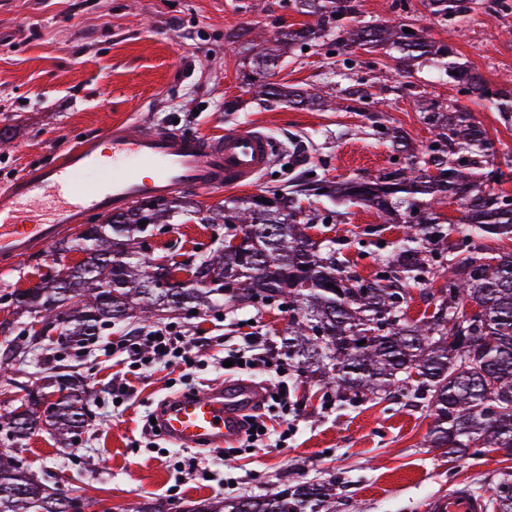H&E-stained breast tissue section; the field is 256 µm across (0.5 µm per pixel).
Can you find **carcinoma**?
Returning <instances> with one entry per match:
<instances>
[{"label": "carcinoma", "mask_w": 512, "mask_h": 512, "mask_svg": "<svg viewBox=\"0 0 512 512\" xmlns=\"http://www.w3.org/2000/svg\"><path fill=\"white\" fill-rule=\"evenodd\" d=\"M426 2L431 14L445 22H458L481 5V0ZM292 7L315 22L274 31L269 41L302 48L334 34L338 51L353 46L373 51L390 44L397 49L394 70L401 77L412 76L413 62L425 56L446 58L448 82L489 100L500 112H512V93L489 94L478 71L451 60L452 46L429 40L413 24L355 26L356 0H293ZM407 27L411 32H404ZM252 51L258 96L316 105V95L286 91L270 81L280 55L261 46ZM425 120L434 136L429 157L412 153L399 167L343 181L329 193L375 210L383 224L402 225L403 238L373 279L360 280L345 270L336 257V241H317L308 234L314 218L297 220L302 213L299 190L272 189L277 197L273 207H259L254 195L227 198L208 219L224 225L227 236L257 225L274 229L251 244L262 253L260 267H240L232 254L217 248L184 266L203 280L219 268L228 288H163L164 269L143 252L140 241L178 213L183 200L171 196L154 211L135 205L106 224H88L76 237L59 240L55 252L80 250L86 253L84 261L62 279L47 275L34 288L0 297L13 314L0 329L19 336L0 353V371L45 348L28 330L36 318L48 331L62 329L68 337L62 347L87 349L104 330L133 317L189 315L201 307L220 308L226 299L277 303L294 312L283 349L297 375L316 378L350 401L381 399L396 389L410 395L434 417L427 442L448 449L450 456L512 448V249L490 252L479 245L489 238L512 242V197L491 186L485 165L492 144L470 113L432 102ZM458 153L467 154V161L450 159ZM448 199L463 208L465 224L461 242L446 249L448 227L433 204ZM435 267L448 273V288L433 299L432 315L410 320L401 307L406 287ZM97 276L111 282L123 299L107 301ZM64 301L70 302L68 324L58 320ZM469 305L479 313L466 316ZM33 391L28 403H14L0 413V434L18 448L48 428L63 446L72 445L87 416L82 376L53 370ZM2 488L11 494H0V512H64L63 495L47 492L18 459L0 460ZM490 489L493 512H512V472L497 474ZM182 512H336V482L302 481L272 495L214 497Z\"/></svg>", "instance_id": "carcinoma-1"}]
</instances>
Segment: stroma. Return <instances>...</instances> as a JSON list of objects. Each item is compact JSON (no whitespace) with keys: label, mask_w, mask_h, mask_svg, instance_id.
<instances>
[{"label":"stroma","mask_w":512,"mask_h":512,"mask_svg":"<svg viewBox=\"0 0 512 512\" xmlns=\"http://www.w3.org/2000/svg\"><path fill=\"white\" fill-rule=\"evenodd\" d=\"M391 3L360 0L357 22L424 28L429 39L449 43L489 89L512 88V11L485 0L470 20L453 24L431 15L424 0H406L402 9ZM304 20L289 0H0V185L114 120L212 137L240 125L261 127L275 145L268 172L245 187L188 191L190 207L157 231L158 249L184 262L223 245V225L207 218L226 198L374 176L395 164L397 151L385 134L392 127L417 154L429 153L432 135L421 113L426 100L471 113L494 144L491 165H512V116L448 83L436 62L402 78L388 50L355 46L341 57L328 37L282 57L275 74L277 82L327 98V109L254 98L247 85L251 43ZM230 101L236 104L231 111L225 108ZM300 205L323 219L314 239L335 240L340 259L362 280L374 278L402 236L401 228L380 223L363 206L318 195L303 197ZM57 258L42 248L0 272V295L39 283ZM289 320L286 309L238 303L170 316L189 336L210 337L206 367L151 369L135 380L133 403L121 407L106 393L126 370L120 351H37L0 375V410L19 387H34L51 368L84 377L89 418L78 442L62 448L42 432L19 451L35 476L62 492L81 490L84 512H133L141 502L173 496L189 503L272 494L295 480L328 478L337 482L338 512H425L429 500L458 481L482 495L492 475L512 469V455L499 450L455 458L428 447L432 419L401 392L340 402L306 379L291 389L287 411L270 420L275 430H288L285 447L250 448L239 439L225 467L213 449L183 450L166 441L149 448L140 435L145 412L185 388L222 383L217 360L245 333L280 350ZM188 456L211 470L213 480L184 471Z\"/></svg>","instance_id":"35a3bbf8"}]
</instances>
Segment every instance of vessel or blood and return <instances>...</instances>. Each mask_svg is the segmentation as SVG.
I'll use <instances>...</instances> for the list:
<instances>
[{
    "mask_svg": "<svg viewBox=\"0 0 512 512\" xmlns=\"http://www.w3.org/2000/svg\"><path fill=\"white\" fill-rule=\"evenodd\" d=\"M272 162V143L257 126L212 138L109 123L53 162L30 166L0 186V268L79 230L89 215L107 216L184 189L251 185ZM255 401L248 384L228 381L168 398L154 418L160 435L180 447L220 448L237 435L240 413ZM431 509L484 512L485 502L461 482Z\"/></svg>",
    "mask_w": 512,
    "mask_h": 512,
    "instance_id": "vessel-or-blood-1",
    "label": "vessel or blood"
}]
</instances>
